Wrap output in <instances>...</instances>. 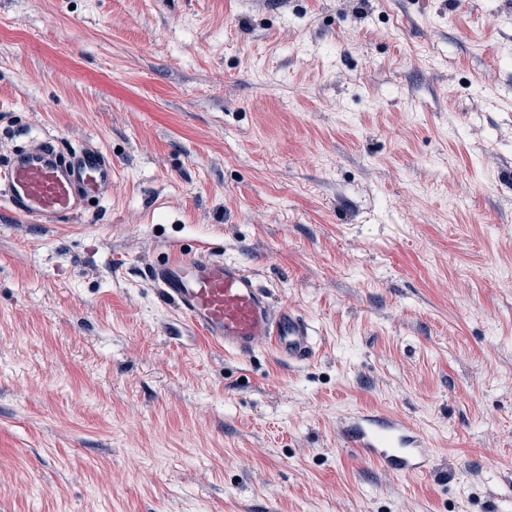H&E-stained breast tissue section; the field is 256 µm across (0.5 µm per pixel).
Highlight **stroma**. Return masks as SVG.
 <instances>
[{
    "label": "stroma",
    "instance_id": "35a3bbf8",
    "mask_svg": "<svg viewBox=\"0 0 512 512\" xmlns=\"http://www.w3.org/2000/svg\"><path fill=\"white\" fill-rule=\"evenodd\" d=\"M31 137L117 176L0 200V512H512V0H0V161ZM179 249L313 355L204 340ZM358 409L433 470L356 455ZM150 278L166 302L226 351L246 355L267 341L289 361L313 353L309 320L288 307L275 309L256 279L234 262L181 257L154 266ZM343 436L357 454L385 470L405 475L431 470L434 449L425 448L422 438L401 419L357 415L344 426Z\"/></svg>",
    "mask_w": 512,
    "mask_h": 512
}]
</instances>
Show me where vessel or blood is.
Returning <instances> with one entry per match:
<instances>
[{
    "mask_svg": "<svg viewBox=\"0 0 512 512\" xmlns=\"http://www.w3.org/2000/svg\"><path fill=\"white\" fill-rule=\"evenodd\" d=\"M111 186L112 162L93 145L66 150L45 138L0 163V196L31 224L62 223ZM150 278L166 302L225 350L245 355L265 341L292 361L313 353L309 320L290 308H274L236 263L198 254L158 264ZM343 436L357 454L386 470L424 473L434 460L433 449L400 419L358 415Z\"/></svg>",
    "mask_w": 512,
    "mask_h": 512,
    "instance_id": "obj_1",
    "label": "vessel or blood"
}]
</instances>
